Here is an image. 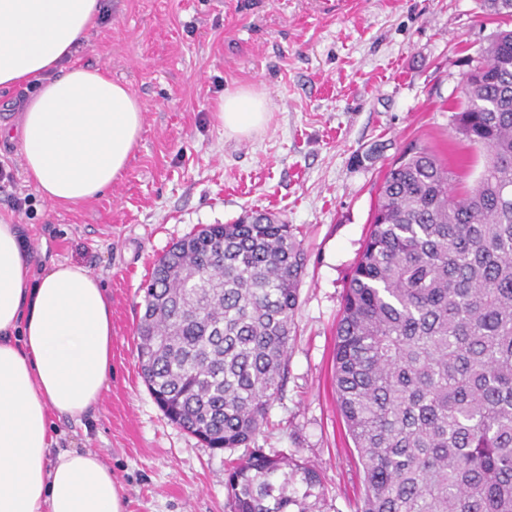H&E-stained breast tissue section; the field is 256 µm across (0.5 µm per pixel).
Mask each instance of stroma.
I'll use <instances>...</instances> for the list:
<instances>
[{"mask_svg":"<svg viewBox=\"0 0 512 512\" xmlns=\"http://www.w3.org/2000/svg\"><path fill=\"white\" fill-rule=\"evenodd\" d=\"M512 17L479 0H104L75 61L108 71L140 101L145 124L122 177L96 199L43 200L18 142L0 140V217L17 224L34 269L72 261L112 303V376L59 445L97 453L120 479L126 512H229L224 472L241 449L207 448L171 424L137 361L142 286L195 227L265 210L297 230L305 254L284 389L257 447L318 470L331 512H355L361 486L336 402L342 296L370 231L387 169L426 147L476 186L487 151L464 141L452 108L464 75ZM264 90L271 118L228 137L212 105L225 89ZM30 206L15 211L16 192Z\"/></svg>","mask_w":512,"mask_h":512,"instance_id":"35a3bbf8","label":"stroma"}]
</instances>
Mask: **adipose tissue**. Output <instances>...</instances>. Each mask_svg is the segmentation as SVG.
I'll list each match as a JSON object with an SVG mask.
<instances>
[{
    "instance_id": "obj_1",
    "label": "adipose tissue",
    "mask_w": 512,
    "mask_h": 512,
    "mask_svg": "<svg viewBox=\"0 0 512 512\" xmlns=\"http://www.w3.org/2000/svg\"><path fill=\"white\" fill-rule=\"evenodd\" d=\"M102 12L101 0H0V92H27L25 173L56 205L110 188L144 126L125 86L71 61ZM214 112L225 136L247 137L270 104L237 87ZM111 371L112 308L99 278L69 261L33 276L18 225L0 220V512H125L124 487L96 453L55 448L54 419L83 418Z\"/></svg>"
}]
</instances>
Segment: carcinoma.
Here are the masks:
<instances>
[{"mask_svg": "<svg viewBox=\"0 0 512 512\" xmlns=\"http://www.w3.org/2000/svg\"><path fill=\"white\" fill-rule=\"evenodd\" d=\"M512 16V0H480ZM465 75L457 132L477 185L424 147L385 173L336 327L334 378L362 465L357 512H512V30ZM304 253L259 210L206 224L155 262L136 328L168 420L212 449L230 512H325L318 472L255 447L288 373Z\"/></svg>", "mask_w": 512, "mask_h": 512, "instance_id": "carcinoma-1", "label": "carcinoma"}]
</instances>
